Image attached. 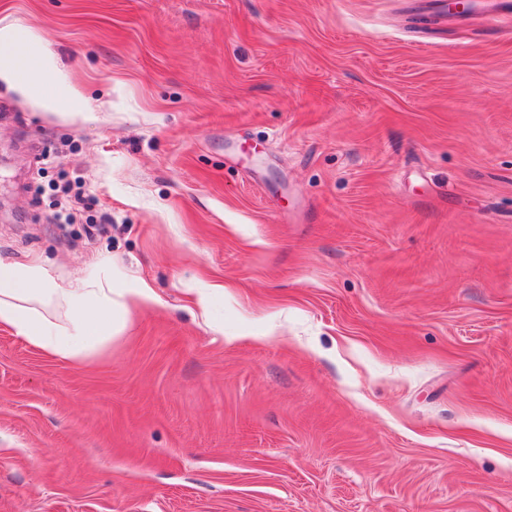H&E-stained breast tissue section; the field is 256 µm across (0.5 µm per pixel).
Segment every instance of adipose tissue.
<instances>
[{
  "label": "adipose tissue",
  "mask_w": 512,
  "mask_h": 512,
  "mask_svg": "<svg viewBox=\"0 0 512 512\" xmlns=\"http://www.w3.org/2000/svg\"><path fill=\"white\" fill-rule=\"evenodd\" d=\"M19 26L0 27V83L44 110L95 121L87 98L72 92L52 93L58 63L44 40L28 36L36 62L21 76L12 47ZM151 289L113 288L112 261L105 258L84 267L67 285H59L40 263L0 257V327L16 334L45 355L87 361L118 339L119 311L154 302Z\"/></svg>",
  "instance_id": "1"
}]
</instances>
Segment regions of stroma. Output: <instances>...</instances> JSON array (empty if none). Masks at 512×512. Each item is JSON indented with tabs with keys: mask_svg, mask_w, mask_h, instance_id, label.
I'll return each mask as SVG.
<instances>
[{
	"mask_svg": "<svg viewBox=\"0 0 512 512\" xmlns=\"http://www.w3.org/2000/svg\"><path fill=\"white\" fill-rule=\"evenodd\" d=\"M448 0H0V256L147 284L0 328V512H512V35ZM87 206L61 220V174ZM23 32L27 40L29 54L36 61L35 69L25 76L29 69L21 45L16 47L19 57L21 72L19 74L14 60V43L17 34ZM2 46L11 47L9 52H3ZM0 83L20 96L32 101L37 107L44 110L61 111V114L79 116L84 121H95L96 116L87 98L72 92L65 94H54L49 90L55 81L58 73V63L54 55L49 51L44 40L31 35L28 31L19 28L18 25L0 27ZM155 301L144 286L112 288V259L86 265L62 286L38 262L0 257V327L51 357L90 360L120 338L121 309Z\"/></svg>",
	"mask_w": 512,
	"mask_h": 512,
	"instance_id": "35a3bbf8",
	"label": "stroma"
}]
</instances>
